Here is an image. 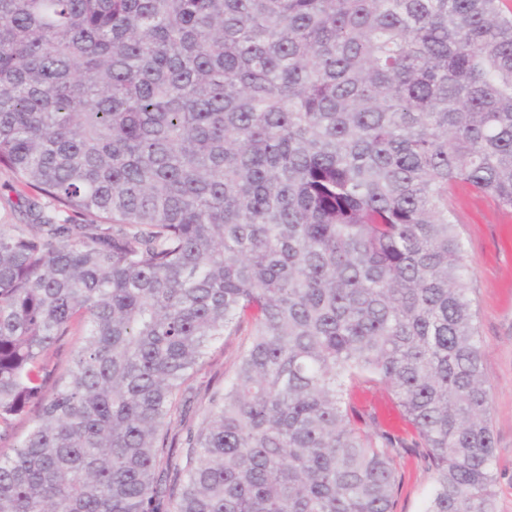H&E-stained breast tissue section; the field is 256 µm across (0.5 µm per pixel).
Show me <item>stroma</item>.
<instances>
[{"label":"stroma","mask_w":512,"mask_h":512,"mask_svg":"<svg viewBox=\"0 0 512 512\" xmlns=\"http://www.w3.org/2000/svg\"><path fill=\"white\" fill-rule=\"evenodd\" d=\"M449 207L465 246L469 293L477 309L483 367L492 392L491 420L496 441V512H512V211L490 197L457 183ZM239 337L213 342L202 365L188 381L196 392L223 383L234 362ZM355 405L364 415H378L406 446L395 458L400 478L395 512H426L434 474L424 449L415 445L412 429L399 424L391 394L382 388L357 392Z\"/></svg>","instance_id":"1"}]
</instances>
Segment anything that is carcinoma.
Listing matches in <instances>:
<instances>
[{
    "label": "carcinoma",
    "mask_w": 512,
    "mask_h": 512,
    "mask_svg": "<svg viewBox=\"0 0 512 512\" xmlns=\"http://www.w3.org/2000/svg\"><path fill=\"white\" fill-rule=\"evenodd\" d=\"M0 512H496L491 391L448 208L512 210L502 0H0ZM84 343L47 391L55 346ZM246 327L198 424L182 387ZM11 182L8 173H0V222L25 224L28 222L25 193L19 187H10ZM366 394L370 400H365ZM353 402L364 413L370 426L368 415L376 413L379 421L385 426L392 425V432L410 447L400 449L395 457V467L401 480L395 512H425L433 489V470L425 457V449L412 446L417 441L414 431L398 423V412L391 394L383 388H366L355 393ZM37 412L34 408H31L26 416L17 419L12 424V436L0 442V458L7 459L12 458L16 452V443L23 438L36 419Z\"/></svg>",
    "instance_id": "carcinoma-1"
}]
</instances>
